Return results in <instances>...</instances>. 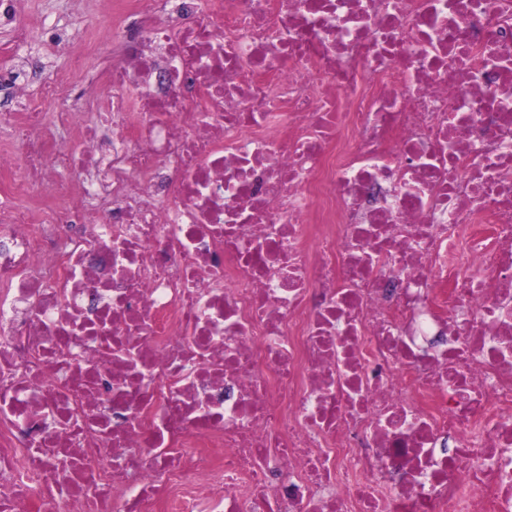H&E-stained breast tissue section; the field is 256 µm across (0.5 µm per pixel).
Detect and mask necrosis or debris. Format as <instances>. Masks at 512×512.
<instances>
[{
    "label": "necrosis or debris",
    "instance_id": "obj_1",
    "mask_svg": "<svg viewBox=\"0 0 512 512\" xmlns=\"http://www.w3.org/2000/svg\"><path fill=\"white\" fill-rule=\"evenodd\" d=\"M115 5L0 114V512H512V0Z\"/></svg>",
    "mask_w": 512,
    "mask_h": 512
}]
</instances>
